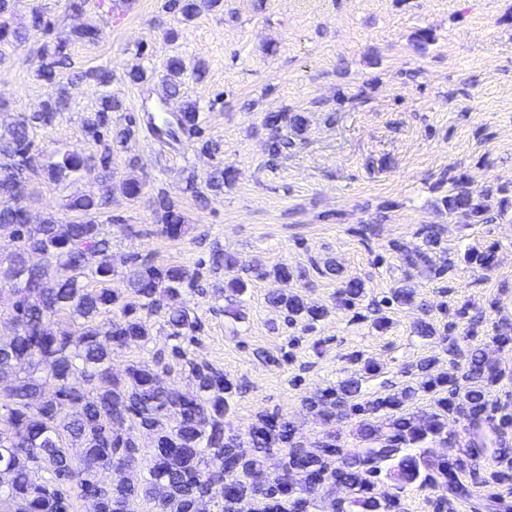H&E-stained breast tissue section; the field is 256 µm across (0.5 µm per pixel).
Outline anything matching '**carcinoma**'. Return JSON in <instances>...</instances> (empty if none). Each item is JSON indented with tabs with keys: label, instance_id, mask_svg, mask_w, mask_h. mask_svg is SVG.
I'll return each mask as SVG.
<instances>
[{
	"label": "carcinoma",
	"instance_id": "obj_1",
	"mask_svg": "<svg viewBox=\"0 0 512 512\" xmlns=\"http://www.w3.org/2000/svg\"><path fill=\"white\" fill-rule=\"evenodd\" d=\"M11 0H0V39L20 42L26 33L10 29L3 15ZM47 58L39 77L52 81L68 61L64 42L47 44ZM168 79L161 104L180 97L183 67L178 59L167 64ZM117 104L107 101L86 120L93 139L109 122ZM62 111L57 101L42 111L23 116L0 135V231L22 242L8 259L6 277L13 282L7 306L0 311L11 335L0 336V512H70L73 492L90 499L93 512H131V503L144 500L152 512H206L213 485H223L218 512H407L392 483L430 489L432 512H448L452 502L472 501V486L461 479L475 472L473 462L488 457L492 468L481 478L484 493L476 512H512V497L500 487L512 483V403L492 398L491 387L502 377L497 363L481 348H462L448 341V362H464L461 374H433L435 359L424 358L417 368L420 381L383 396L364 398L361 383L349 379L328 387L308 400L309 409L325 421L338 415L359 420L358 434L366 448H348L334 433L306 448L295 440L293 424L266 415L252 426L246 439L224 433V416L232 409L240 385L224 372L186 359L183 344L198 339L199 318L176 300L193 286L188 271L175 265H157L135 259L125 273L130 294L112 287L114 267L111 239L99 224L101 200L93 192L72 197L74 217L33 218L20 204L28 192V172L37 168L33 129L52 124ZM159 134L175 135L174 127L196 124V109L186 105L177 119L157 108L150 116ZM266 124L274 134L267 142L276 157L291 145L280 136L281 125L300 128L299 113H271ZM86 158L62 155L48 168L55 180L79 170ZM489 191L459 187L445 200L448 211L480 222L490 212ZM160 221L170 238L185 233L183 216L161 202ZM409 268L431 267L429 252L419 246L399 248ZM38 253L41 263L28 255ZM467 264L483 270L494 264L489 251L466 252ZM60 266L73 273L63 279ZM212 267L222 269L237 292L245 289L238 260L217 250ZM273 275L282 287L269 302L286 311L292 328L310 326L327 316L328 309L288 292L293 273L278 265ZM363 296L362 283L351 279L336 295V306L352 310ZM415 304V292L400 286L376 303L374 325L389 323L385 311ZM165 308L164 322L176 344L170 357L183 362L195 389L183 391L166 382L161 359L135 361L122 376L112 372V346H145L151 339V318ZM66 315L67 322H58ZM492 341L512 346V324L502 322ZM433 393L432 411L424 416L406 410L418 392ZM467 421V447L453 448L448 436V414ZM151 439L149 478L139 485L128 482L123 471L140 454L142 436ZM82 449L74 459L69 448ZM276 456L275 472L257 486L252 477ZM108 468L115 477L108 484L97 479ZM341 485L349 498L332 497Z\"/></svg>",
	"mask_w": 512,
	"mask_h": 512
}]
</instances>
